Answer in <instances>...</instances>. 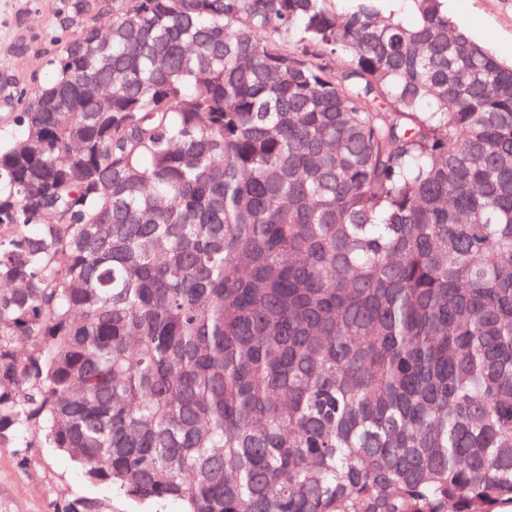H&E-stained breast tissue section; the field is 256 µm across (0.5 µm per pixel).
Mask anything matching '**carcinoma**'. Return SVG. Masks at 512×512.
<instances>
[{
    "instance_id": "cac0c4a2",
    "label": "carcinoma",
    "mask_w": 512,
    "mask_h": 512,
    "mask_svg": "<svg viewBox=\"0 0 512 512\" xmlns=\"http://www.w3.org/2000/svg\"><path fill=\"white\" fill-rule=\"evenodd\" d=\"M351 2L59 0L3 89L1 443L185 512L512 507V66Z\"/></svg>"
}]
</instances>
